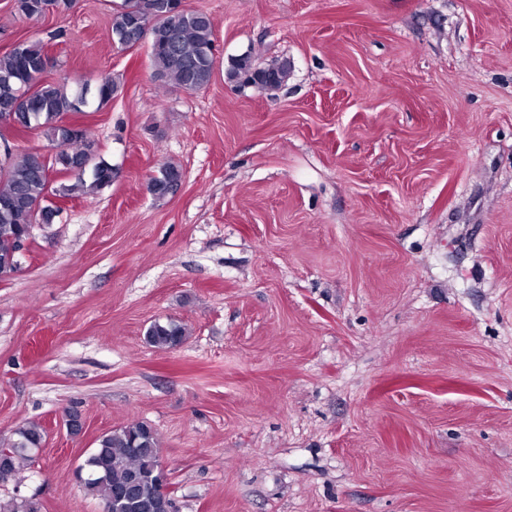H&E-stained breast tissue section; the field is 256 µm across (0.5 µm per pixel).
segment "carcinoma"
Returning a JSON list of instances; mask_svg holds the SVG:
<instances>
[{
  "instance_id": "cac0c4a2",
  "label": "carcinoma",
  "mask_w": 512,
  "mask_h": 512,
  "mask_svg": "<svg viewBox=\"0 0 512 512\" xmlns=\"http://www.w3.org/2000/svg\"><path fill=\"white\" fill-rule=\"evenodd\" d=\"M166 0H124L112 16V35L124 49L141 46L148 39L149 58L154 77L186 92H197L211 81L214 66L213 22L204 12L184 8L165 18L152 17V10ZM74 0H14L16 12L27 19L72 8ZM48 57L39 42H23L17 49L0 54V100L15 104L14 125L41 129L51 141L62 146L56 160L60 173H74L83 163L85 146L80 138L61 125L64 115L81 112L94 104L112 100L119 83L105 75L89 86L87 104L81 103L79 88H69L40 79ZM259 68L251 56L232 59L227 80L238 87L255 83ZM267 82L260 88H277L288 80L286 63L265 67ZM182 179V170L165 163L149 178L152 196L164 200L174 196ZM112 185V165L97 158L90 168V181L56 189L51 188L37 154L27 151L0 171V268L16 262L15 245L29 224H52L61 210L52 207L50 196L69 197L75 193H95ZM186 329L173 320H156L146 331L147 343L162 351L179 347ZM44 429L35 423L20 427L8 453L0 454V483L14 477L32 461L42 447ZM159 442L155 429L145 421H133L104 435L98 447L80 468L86 490L100 499L109 512H168L163 506L167 496L158 480ZM0 512H40L39 505L26 498L0 504Z\"/></svg>"
}]
</instances>
